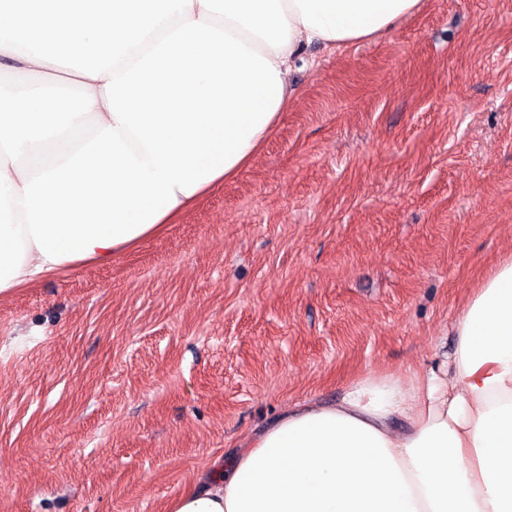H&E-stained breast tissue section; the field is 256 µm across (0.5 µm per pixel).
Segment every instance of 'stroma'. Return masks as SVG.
<instances>
[{"mask_svg": "<svg viewBox=\"0 0 512 512\" xmlns=\"http://www.w3.org/2000/svg\"><path fill=\"white\" fill-rule=\"evenodd\" d=\"M291 82L177 223L0 299V512H167L288 406L452 351L512 253V0H423Z\"/></svg>", "mask_w": 512, "mask_h": 512, "instance_id": "stroma-1", "label": "stroma"}]
</instances>
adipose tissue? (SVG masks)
<instances>
[{"label": "adipose tissue", "instance_id": "ef3b65f1", "mask_svg": "<svg viewBox=\"0 0 512 512\" xmlns=\"http://www.w3.org/2000/svg\"><path fill=\"white\" fill-rule=\"evenodd\" d=\"M0 57V298L157 233L276 128L302 46L343 50L421 0H10ZM445 370L366 371L200 475L169 512H512V254Z\"/></svg>", "mask_w": 512, "mask_h": 512}]
</instances>
